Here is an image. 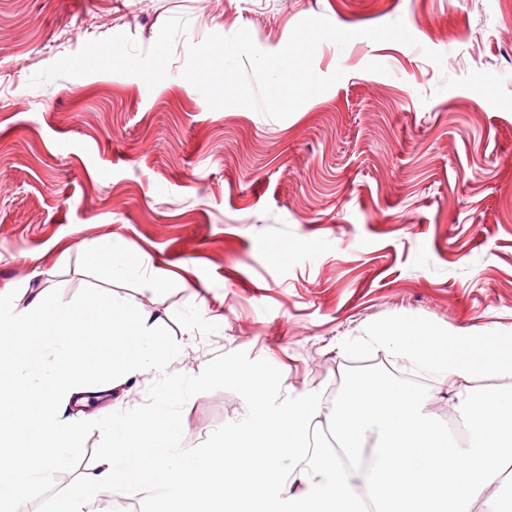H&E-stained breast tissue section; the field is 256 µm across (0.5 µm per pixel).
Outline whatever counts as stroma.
<instances>
[{"instance_id": "stroma-1", "label": "stroma", "mask_w": 512, "mask_h": 512, "mask_svg": "<svg viewBox=\"0 0 512 512\" xmlns=\"http://www.w3.org/2000/svg\"><path fill=\"white\" fill-rule=\"evenodd\" d=\"M320 15L417 44L321 43L315 72L344 77L281 121L182 76L210 34L276 52ZM474 70L512 92V0H0V289L120 298L161 314L169 372L243 351L294 394L338 390V341L386 316L512 332V111L438 89ZM112 239L157 278L88 265ZM245 410L193 396L185 445Z\"/></svg>"}]
</instances>
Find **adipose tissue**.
<instances>
[{"label": "adipose tissue", "mask_w": 512, "mask_h": 512, "mask_svg": "<svg viewBox=\"0 0 512 512\" xmlns=\"http://www.w3.org/2000/svg\"><path fill=\"white\" fill-rule=\"evenodd\" d=\"M47 304L40 295L24 308L0 307V375L8 378L0 384V479L13 486L7 512H22L27 493L45 484L55 463L75 448L79 426L66 410L142 376L161 358L162 320L154 312L130 314L116 301L62 307L49 325ZM103 315L111 320L112 361L94 378L86 338Z\"/></svg>", "instance_id": "1"}]
</instances>
